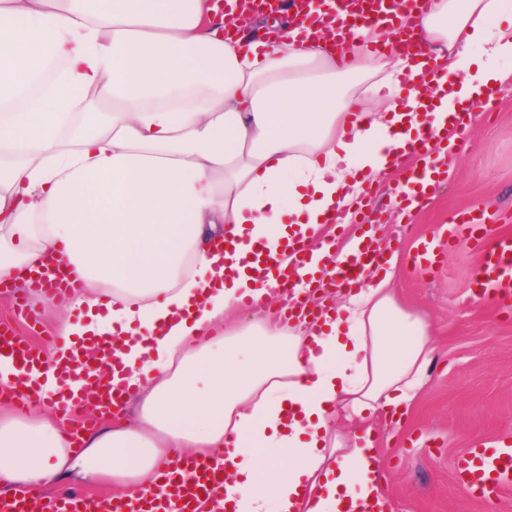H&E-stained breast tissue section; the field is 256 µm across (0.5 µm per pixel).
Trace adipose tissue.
<instances>
[{
    "instance_id": "adipose-tissue-1",
    "label": "adipose tissue",
    "mask_w": 512,
    "mask_h": 512,
    "mask_svg": "<svg viewBox=\"0 0 512 512\" xmlns=\"http://www.w3.org/2000/svg\"><path fill=\"white\" fill-rule=\"evenodd\" d=\"M211 0H0V278L52 257L80 286L60 309L44 368L0 357V383L34 386L0 408V486L40 494L69 475L133 496L190 452L224 463L228 512H348L384 497L379 415H407L434 343L391 271L341 290L335 313L247 323L245 298L277 299L246 269L253 247L287 258L393 173L424 125L512 79V0H429L413 48L303 34L294 8L236 21ZM111 102L74 123L52 92L23 95L50 62ZM235 275H227V266ZM117 339L114 385L134 421L84 436L45 410L84 381L52 367Z\"/></svg>"
}]
</instances>
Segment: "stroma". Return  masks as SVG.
<instances>
[{"instance_id": "obj_1", "label": "stroma", "mask_w": 512, "mask_h": 512, "mask_svg": "<svg viewBox=\"0 0 512 512\" xmlns=\"http://www.w3.org/2000/svg\"><path fill=\"white\" fill-rule=\"evenodd\" d=\"M471 111L446 178L426 206L403 209L396 194L400 174L366 183L375 244L397 255L398 293L425 316L436 347L406 422L376 423L395 512H512V486L489 501L471 499L452 473L454 460L472 443L512 442V317L476 301L473 244L448 239L453 219L474 211L497 234L512 236V81ZM423 240L441 251L429 274L411 261ZM1 323L38 346L54 334L48 305L25 285L0 287Z\"/></svg>"}]
</instances>
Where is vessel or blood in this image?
I'll return each instance as SVG.
<instances>
[{
  "label": "vessel or blood",
  "instance_id": "1",
  "mask_svg": "<svg viewBox=\"0 0 512 512\" xmlns=\"http://www.w3.org/2000/svg\"><path fill=\"white\" fill-rule=\"evenodd\" d=\"M324 17L333 24L339 40L354 37L358 28L369 26L376 21L389 25L391 38L388 43L371 45L374 53L389 47H406L405 27L396 21L390 0H330V9ZM438 134L434 128L421 131L416 140L414 154L421 163L410 169L399 196L412 202L425 197L441 175L440 168L425 163L432 141ZM453 235H465L476 244L478 271L481 277V290L478 300H493L503 313L512 312V237L497 235L490 224H453ZM379 256L372 242H360L355 249L345 255L327 257L322 270L337 285H362L363 276ZM303 259H296L295 266L286 270L280 268L276 259L255 254L253 272L255 279L262 284L276 281L288 312H295L292 300L295 288L301 283L299 274ZM32 287L42 289L47 300H61L66 297L73 283L68 274L60 271H45L31 280ZM10 356L24 368L41 366V351L30 345L22 337L6 326H0V357ZM55 372L60 380L82 378L96 383L98 404L108 407L117 397L110 379L105 372H93L77 360L70 359L56 364ZM224 468L221 465L198 460H185L182 466L165 472L163 478L170 490L168 498L159 500L153 494L145 493L134 500L91 501L82 494H70L49 499L31 507L26 498L13 500L0 499V512H197L202 497L222 501ZM512 480V446L501 443H479L466 449L458 464L457 485L463 494L484 499L500 492L506 481Z\"/></svg>",
  "mask_w": 512,
  "mask_h": 512
}]
</instances>
